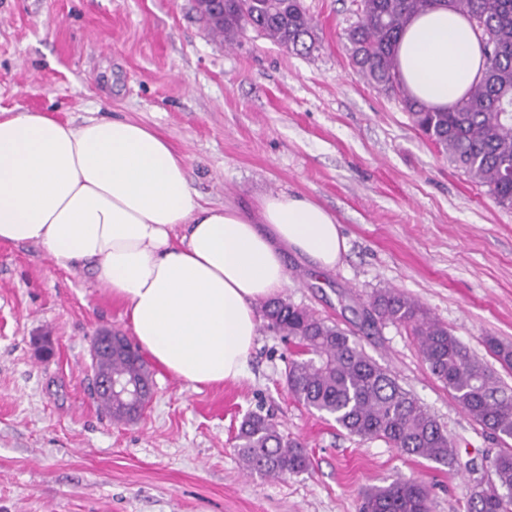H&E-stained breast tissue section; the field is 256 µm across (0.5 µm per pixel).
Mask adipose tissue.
Listing matches in <instances>:
<instances>
[{"mask_svg": "<svg viewBox=\"0 0 512 512\" xmlns=\"http://www.w3.org/2000/svg\"><path fill=\"white\" fill-rule=\"evenodd\" d=\"M395 54L416 99L445 110L480 79L467 19L414 16ZM0 241L40 245L64 270L88 267L123 302L140 348L191 387L237 380L258 334L257 303L288 283L285 250L315 269L346 252L312 198H257L253 211L197 200L184 156L129 119L75 127L39 112L0 114Z\"/></svg>", "mask_w": 512, "mask_h": 512, "instance_id": "obj_1", "label": "adipose tissue"}]
</instances>
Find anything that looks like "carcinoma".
Returning a JSON list of instances; mask_svg holds the SVG:
<instances>
[{
    "instance_id": "carcinoma-1",
    "label": "carcinoma",
    "mask_w": 512,
    "mask_h": 512,
    "mask_svg": "<svg viewBox=\"0 0 512 512\" xmlns=\"http://www.w3.org/2000/svg\"><path fill=\"white\" fill-rule=\"evenodd\" d=\"M443 7L467 17L479 31L486 63L482 78L453 107L440 111L414 99L397 70L395 46L410 18ZM209 29L232 43L247 31L286 50L317 48L315 25L301 0H224V13L201 14ZM350 59L368 81L401 97L414 125L502 208L512 209V0H360L359 19L346 33ZM267 328L301 348L286 375L288 390L308 409L331 416L348 434L382 439L410 457L452 467L458 449L436 418L335 324L285 298L262 302ZM364 323L411 328L431 374L451 391L468 416L498 437L512 439V390L476 360L448 328L397 290L373 293ZM500 363L512 368V346L486 340ZM112 373L151 383L150 372L130 343L112 354ZM115 422L138 413L109 402ZM237 448L243 468L279 478L310 469L301 442L284 435L261 414L240 425ZM512 448L492 459L485 482L471 492L469 512H512ZM362 512H431L428 487L419 481L373 487Z\"/></svg>"
}]
</instances>
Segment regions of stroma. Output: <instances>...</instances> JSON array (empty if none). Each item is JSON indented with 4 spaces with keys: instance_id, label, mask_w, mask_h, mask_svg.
<instances>
[{
    "instance_id": "stroma-1",
    "label": "stroma",
    "mask_w": 512,
    "mask_h": 512,
    "mask_svg": "<svg viewBox=\"0 0 512 512\" xmlns=\"http://www.w3.org/2000/svg\"><path fill=\"white\" fill-rule=\"evenodd\" d=\"M303 5L320 42L309 55L252 31L225 44L196 0H0V113L144 124L185 157L210 206L287 192L327 208L346 240L341 262L319 271L288 255L282 297L345 330L428 408L466 467L348 435L304 408L285 376L299 349L264 326L239 381L195 390L151 360L148 406L112 422L89 347L104 329L131 336L124 304L40 246L0 242V512H359L367 487L399 480L427 484L432 512H468L489 459L512 448L436 380L408 327L366 330L361 317L374 291L400 290L512 388L486 345L512 344V210L353 68L345 32L359 0ZM253 412L305 446L307 472L243 470L236 435Z\"/></svg>"
}]
</instances>
